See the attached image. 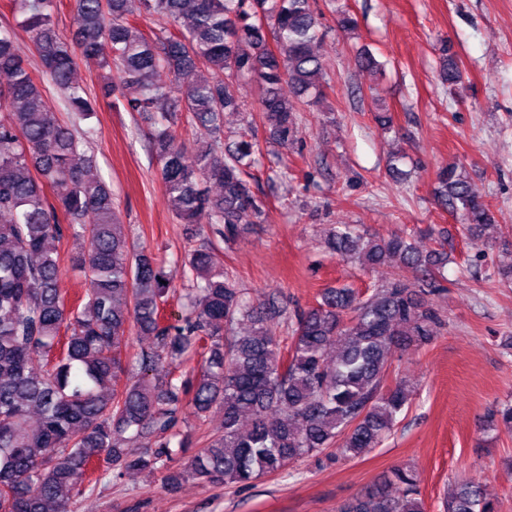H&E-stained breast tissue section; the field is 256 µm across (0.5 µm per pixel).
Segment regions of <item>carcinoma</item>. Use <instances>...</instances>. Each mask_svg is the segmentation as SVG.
<instances>
[{"instance_id":"carcinoma-1","label":"carcinoma","mask_w":512,"mask_h":512,"mask_svg":"<svg viewBox=\"0 0 512 512\" xmlns=\"http://www.w3.org/2000/svg\"><path fill=\"white\" fill-rule=\"evenodd\" d=\"M140 4L164 21L153 36L130 19L128 0H72L81 24L67 41L55 30V0H12L40 59L36 78L14 32L0 27V107L9 110L0 121V217H9L0 222V512H49L52 504L74 512L92 463L103 475L159 471L174 490L189 479L252 484L329 448L358 458L381 444L409 406L406 385L384 386L390 350L425 347L442 324L426 296L436 290L434 270L448 260L444 245L423 253L404 234L381 239L350 224L327 231V251L368 270L391 261L412 279L397 274L367 297L347 286L327 289L295 314L287 352L275 333V303L251 302L208 241L185 253L193 292L178 323H165L166 260L129 249L112 189L90 175L84 141L50 105V92L60 94L74 122L90 118L96 100L75 72L79 59H97L103 96L153 115L150 151L177 221L206 222L229 244L243 225L263 223L266 210L247 172L258 142L237 132L224 145V117L241 107L238 82L258 85L259 120L284 147L295 142L301 107L320 106L329 83L316 0ZM439 51L442 79L457 83L448 44ZM186 74L194 79L181 87ZM183 115L195 131L191 145L174 130ZM208 181L220 192L210 194ZM437 181L440 206L461 216L465 234L493 226L461 165L440 168ZM63 219L88 239L76 261L88 288L74 306L59 288ZM134 329L158 340L133 355L152 379L132 376L119 387L127 372L122 346ZM191 349L200 366L178 385L174 369ZM183 396L202 419L223 412L224 431L174 468L163 458ZM244 416L246 430L239 427ZM500 426L512 432V403L490 415L489 428ZM499 508L471 480L454 482L443 499V512ZM339 512H426L419 475L397 466Z\"/></svg>"}]
</instances>
